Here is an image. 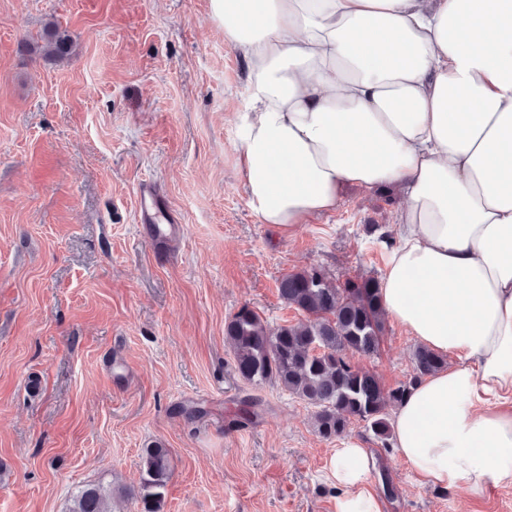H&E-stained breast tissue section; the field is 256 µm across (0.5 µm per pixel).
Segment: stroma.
I'll use <instances>...</instances> for the list:
<instances>
[{"label":"stroma","mask_w":512,"mask_h":512,"mask_svg":"<svg viewBox=\"0 0 512 512\" xmlns=\"http://www.w3.org/2000/svg\"><path fill=\"white\" fill-rule=\"evenodd\" d=\"M50 23L65 60L21 51ZM245 75L209 0H0V512L138 486L156 441L171 452L164 512H335L342 441L277 384L241 380L224 324L245 305L273 330L295 321L277 289L292 272L379 277L368 227L393 234L405 198L348 186L288 233L260 223L235 163ZM149 180L183 227L175 248L138 221ZM415 346L390 322L377 355L351 361L390 390ZM248 395L264 413L241 426ZM347 438L376 458L373 489L395 486L384 512H512V486L440 492L364 422Z\"/></svg>","instance_id":"stroma-1"}]
</instances>
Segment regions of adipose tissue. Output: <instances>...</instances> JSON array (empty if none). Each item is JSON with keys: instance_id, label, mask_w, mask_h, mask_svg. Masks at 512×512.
Instances as JSON below:
<instances>
[{"instance_id": "obj_1", "label": "adipose tissue", "mask_w": 512, "mask_h": 512, "mask_svg": "<svg viewBox=\"0 0 512 512\" xmlns=\"http://www.w3.org/2000/svg\"><path fill=\"white\" fill-rule=\"evenodd\" d=\"M246 64L236 162L288 232L344 186L406 199L380 276L387 317L456 358L393 414L430 488L512 485V0H209ZM373 457L337 449L336 512H382Z\"/></svg>"}]
</instances>
